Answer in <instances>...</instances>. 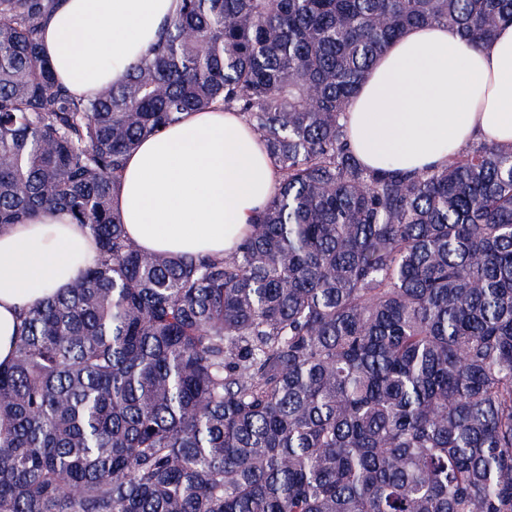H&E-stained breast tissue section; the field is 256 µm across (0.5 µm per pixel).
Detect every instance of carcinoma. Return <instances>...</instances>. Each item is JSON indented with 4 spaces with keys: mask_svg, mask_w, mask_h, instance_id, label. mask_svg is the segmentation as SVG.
Returning <instances> with one entry per match:
<instances>
[{
    "mask_svg": "<svg viewBox=\"0 0 512 512\" xmlns=\"http://www.w3.org/2000/svg\"><path fill=\"white\" fill-rule=\"evenodd\" d=\"M0 0V232L65 211L100 258L23 308L0 512H512V144L367 168L344 116L402 32L480 46L512 0H181L84 101ZM239 114L278 174L221 257L145 252L127 156Z\"/></svg>",
    "mask_w": 512,
    "mask_h": 512,
    "instance_id": "obj_1",
    "label": "carcinoma"
}]
</instances>
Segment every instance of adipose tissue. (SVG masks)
<instances>
[{
  "label": "adipose tissue",
  "mask_w": 512,
  "mask_h": 512,
  "mask_svg": "<svg viewBox=\"0 0 512 512\" xmlns=\"http://www.w3.org/2000/svg\"><path fill=\"white\" fill-rule=\"evenodd\" d=\"M181 0H61L44 45L78 97L118 82L147 55ZM352 145L374 169L447 162L468 141L512 143V24L482 46L449 28H418L372 68L348 112ZM275 181L252 130L231 112L186 114L130 154L113 206L143 250L220 255L235 248ZM97 248L54 212L0 234V364L13 358L23 307L66 287Z\"/></svg>",
  "instance_id": "1"
}]
</instances>
